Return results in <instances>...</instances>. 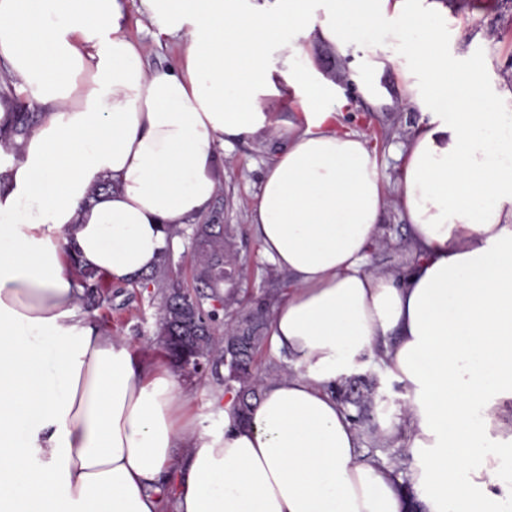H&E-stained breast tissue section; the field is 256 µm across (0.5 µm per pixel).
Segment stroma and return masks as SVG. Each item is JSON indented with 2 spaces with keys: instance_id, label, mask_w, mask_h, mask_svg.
I'll return each instance as SVG.
<instances>
[{
  "instance_id": "obj_1",
  "label": "stroma",
  "mask_w": 512,
  "mask_h": 512,
  "mask_svg": "<svg viewBox=\"0 0 512 512\" xmlns=\"http://www.w3.org/2000/svg\"><path fill=\"white\" fill-rule=\"evenodd\" d=\"M128 34L139 42L146 54L150 70L176 67L184 49L182 40L157 34L137 12L130 11ZM448 62L471 72L484 91L494 89L501 79L512 76V0H470L458 6L448 3ZM339 120L363 133L378 150V162L387 183H394L400 162L396 145L403 141L419 119L418 111L397 108L381 112L372 105L352 98L341 107ZM277 142L257 144L243 141L224 159V178L211 205L229 224L240 251L245 274L236 283L242 294H260L263 289H278L287 295L286 276L272 277L261 254V246L250 229V206L258 189L261 173L270 161ZM405 225L395 209H388L380 235V246L372 254L371 263L380 271H399L410 265L412 255L405 244ZM192 256L188 239L170 256L166 273L149 283L114 284L102 281L98 290L99 304L94 320L100 327L125 339L137 356L153 355L156 343L157 312L162 290L168 281L190 280Z\"/></svg>"
}]
</instances>
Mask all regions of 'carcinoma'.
Segmentation results:
<instances>
[{
    "instance_id": "cac0c4a2",
    "label": "carcinoma",
    "mask_w": 512,
    "mask_h": 512,
    "mask_svg": "<svg viewBox=\"0 0 512 512\" xmlns=\"http://www.w3.org/2000/svg\"><path fill=\"white\" fill-rule=\"evenodd\" d=\"M36 124L34 114L17 112L6 136L25 137ZM192 278L190 284L174 282L165 290L157 318L159 344L170 362L191 378L206 370L224 367L221 384L238 393V417L247 425L262 393V380L254 372V361L266 337L273 307L279 301L278 292L266 289L246 311L240 304L237 290L224 291V282L233 279L243 267L234 247L229 228L214 216L207 224L192 227ZM217 300L228 311L230 322L224 335L217 334L215 322L202 326L196 319L213 310ZM360 380L348 378L336 385V395L351 411V420L359 436L368 438L372 452L368 456L379 460L376 450L391 451L389 444L377 436V427L366 423L364 409L372 403L373 394L360 390Z\"/></svg>"
}]
</instances>
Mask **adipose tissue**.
Returning a JSON list of instances; mask_svg holds the SVG:
<instances>
[{
  "label": "adipose tissue",
  "instance_id": "1",
  "mask_svg": "<svg viewBox=\"0 0 512 512\" xmlns=\"http://www.w3.org/2000/svg\"><path fill=\"white\" fill-rule=\"evenodd\" d=\"M132 7L183 40L176 68L147 70ZM447 34L446 0H0V60L41 115L0 140V512H512V137L487 146L512 80L479 94ZM349 93L420 114L393 196L336 120ZM271 138L251 228L292 283L268 344L295 370L247 425L216 389L211 429L95 324L81 274L155 270L209 210L222 152ZM391 205L414 261L375 272ZM369 360L404 389L377 421L404 472L364 457L336 397Z\"/></svg>",
  "mask_w": 512,
  "mask_h": 512
}]
</instances>
